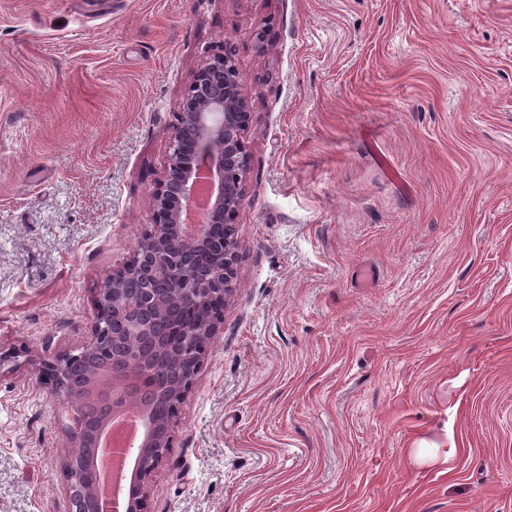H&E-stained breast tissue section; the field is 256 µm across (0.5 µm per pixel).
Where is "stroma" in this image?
I'll return each mask as SVG.
<instances>
[{"label": "stroma", "mask_w": 512, "mask_h": 512, "mask_svg": "<svg viewBox=\"0 0 512 512\" xmlns=\"http://www.w3.org/2000/svg\"><path fill=\"white\" fill-rule=\"evenodd\" d=\"M220 46L241 260L150 512H512V0H0V351L87 341ZM67 425L0 367V512H71Z\"/></svg>", "instance_id": "stroma-1"}]
</instances>
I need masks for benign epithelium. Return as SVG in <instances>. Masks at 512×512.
<instances>
[{
  "instance_id": "1",
  "label": "benign epithelium",
  "mask_w": 512,
  "mask_h": 512,
  "mask_svg": "<svg viewBox=\"0 0 512 512\" xmlns=\"http://www.w3.org/2000/svg\"><path fill=\"white\" fill-rule=\"evenodd\" d=\"M251 122L242 79L232 58L216 52L193 74L172 126L163 176L151 193L152 228L130 258L112 270L93 298L95 320L76 353L30 358L40 379L71 408L67 435L76 452L65 465L72 512H99L90 456L112 417L144 402L140 384L155 383L170 408L148 412L143 451L135 459L126 512H149V479L172 447L173 420L201 369L239 263L235 221L244 194ZM224 225V236L214 226ZM207 253L212 267H187L182 250ZM140 288L126 293L125 278ZM174 307L198 313L184 324Z\"/></svg>"
}]
</instances>
